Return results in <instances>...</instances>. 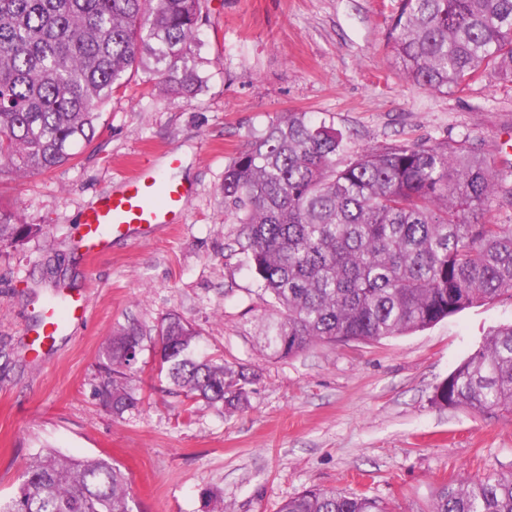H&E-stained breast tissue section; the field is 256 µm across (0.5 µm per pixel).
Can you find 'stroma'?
<instances>
[{
	"label": "stroma",
	"instance_id": "35a3bbf8",
	"mask_svg": "<svg viewBox=\"0 0 512 512\" xmlns=\"http://www.w3.org/2000/svg\"><path fill=\"white\" fill-rule=\"evenodd\" d=\"M397 0H207L204 79L192 98L135 74L102 107L99 136L49 172L0 178V208L43 234L0 246V497L13 495L43 448L108 457L142 512H202L206 493L233 512H278L310 488L367 491L395 512H427L437 487L512 474V415L432 402L435 386L490 329L512 322L501 297L378 342L318 344L288 359L259 342L272 308L224 201V169L270 121L307 112L341 131L348 151L408 141H469L502 178L512 156V83L422 89L400 71L386 35ZM177 157L168 177L195 194L177 224L114 240L96 259L79 219L119 190L133 161ZM63 263L56 276L46 267ZM83 295L85 323L49 352L33 345L54 290ZM177 314L200 352L257 375L234 414L183 412L157 370V328ZM139 324L143 349L127 385L139 400L115 414L98 396L113 332Z\"/></svg>",
	"mask_w": 512,
	"mask_h": 512
}]
</instances>
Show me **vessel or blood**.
<instances>
[{
    "label": "vessel or blood",
    "instance_id": "1",
    "mask_svg": "<svg viewBox=\"0 0 512 512\" xmlns=\"http://www.w3.org/2000/svg\"><path fill=\"white\" fill-rule=\"evenodd\" d=\"M194 195L183 181L160 180L149 162L135 165L123 178L120 191L100 197L80 217L84 250L91 255L105 252L112 240L133 237L140 229L171 224L188 208ZM62 311H52L43 325L45 338H56L61 325L85 320L83 297L64 296Z\"/></svg>",
    "mask_w": 512,
    "mask_h": 512
}]
</instances>
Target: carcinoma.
<instances>
[{
	"label": "carcinoma",
	"mask_w": 512,
	"mask_h": 512,
	"mask_svg": "<svg viewBox=\"0 0 512 512\" xmlns=\"http://www.w3.org/2000/svg\"><path fill=\"white\" fill-rule=\"evenodd\" d=\"M205 0H0V175L38 174L73 160L100 110L138 72L158 91L201 88L197 39ZM388 45L401 71L435 92L512 83V0H398ZM305 112L272 120L224 170V198L273 314L264 346L278 359L316 344L378 342L428 328L499 297L512 299V189L465 141L362 148ZM42 233L0 211V243ZM159 371L184 397L228 413L248 405L255 374L197 357L200 333L164 319ZM145 340L135 323L105 349L99 392L115 414L139 399L126 371ZM440 407L512 412V323L435 386ZM0 512H141L109 457L46 449L25 467ZM278 512H391L366 491L312 489ZM428 512H512V475L443 484Z\"/></svg>",
	"instance_id": "carcinoma-1"
}]
</instances>
